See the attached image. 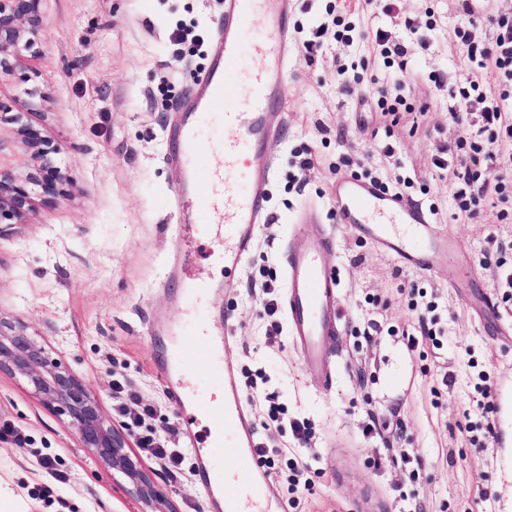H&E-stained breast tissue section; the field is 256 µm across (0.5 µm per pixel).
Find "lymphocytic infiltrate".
I'll list each match as a JSON object with an SVG mask.
<instances>
[{
  "mask_svg": "<svg viewBox=\"0 0 512 512\" xmlns=\"http://www.w3.org/2000/svg\"><path fill=\"white\" fill-rule=\"evenodd\" d=\"M480 28L478 19L468 15L454 29L484 79L449 88L448 115L461 134L449 144L447 156L433 158L434 166L448 175L456 218L469 221L481 216L483 204L512 200V170L501 162L503 151L512 149V10L495 16L491 34ZM363 37L396 73L395 92L375 91L377 109L393 116L406 111L403 46L382 28Z\"/></svg>",
  "mask_w": 512,
  "mask_h": 512,
  "instance_id": "obj_1",
  "label": "lymphocytic infiltrate"
}]
</instances>
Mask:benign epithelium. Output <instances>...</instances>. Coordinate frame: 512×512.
Wrapping results in <instances>:
<instances>
[{
  "instance_id": "1",
  "label": "benign epithelium",
  "mask_w": 512,
  "mask_h": 512,
  "mask_svg": "<svg viewBox=\"0 0 512 512\" xmlns=\"http://www.w3.org/2000/svg\"><path fill=\"white\" fill-rule=\"evenodd\" d=\"M41 0H0V76L22 68L32 36L43 25ZM35 103L23 100L12 108L0 103V124L14 126L30 156L28 172L16 177L0 169V236L27 223L37 204L68 195L67 168L56 158L61 148L51 145L27 116ZM20 378L44 406L66 418L86 450L108 472L120 475L143 506L141 512H174L158 491L128 434L107 418L101 401L87 383L46 347L21 319L0 315V374Z\"/></svg>"
}]
</instances>
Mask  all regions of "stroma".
I'll list each match as a JSON object with an SVG mask.
<instances>
[{
	"label": "stroma",
	"instance_id": "obj_1",
	"mask_svg": "<svg viewBox=\"0 0 512 512\" xmlns=\"http://www.w3.org/2000/svg\"><path fill=\"white\" fill-rule=\"evenodd\" d=\"M336 0H291L288 64L275 85L281 109L268 142L274 160L270 221L259 225L253 252L232 276L224 249L197 234L191 209L174 188L182 171L169 158L177 112L192 100L208 66L210 38L224 17V0H42L43 27L24 63L44 96L31 123L62 149L68 196L37 206L27 224L0 237V315L27 322L39 340L99 396L106 416L127 428L132 443L145 432L169 438L181 453L179 468L149 455L141 460L178 512H215L211 494H223L224 470L214 490L195 477L197 455L182 434L179 411L168 399L161 372L169 336L192 347L191 328L224 326L232 309L235 330L224 357L237 380L262 371L258 391L244 397L256 429L267 421L266 396L288 418L306 420L309 439L291 429L272 433L269 445L307 463L311 485L291 499L286 480L271 482L286 512H512V481L493 441L473 445L467 424L512 432V421L486 422L470 396L479 371L492 383L512 381V344L492 323L471 317L469 295L455 285L459 264L424 275L399 267L333 221L329 200L336 177L369 175L431 208L451 233L461 258L479 260L489 240L512 241V223L495 208L475 223L454 219L448 177L432 159L455 127L448 120V88L479 74L453 30L466 0H397L391 15L360 14L347 0L346 18L357 30L388 29L403 45L412 111L398 124L378 112L365 87L342 92L343 63L385 76L382 58L366 40L326 38L315 56L300 47L318 25L331 23ZM433 24L435 38L421 49L410 24ZM202 35L203 47L177 41V29ZM440 74L434 83L432 74ZM395 152L385 155L384 144ZM312 159L300 170L303 159ZM316 206L337 246L326 254L339 276L346 326L332 382L319 387L287 334L267 336L268 299L282 301L286 281L281 244L292 215ZM203 283L208 301L187 315L183 291ZM274 294H266V285ZM423 288L435 300L439 345L411 349L402 331L415 320L403 288ZM378 325L373 346L357 331ZM154 407L145 428H134L118 409L113 383ZM9 422L28 443L0 442V482L16 495L17 512H139L129 484L96 464L78 434L12 377L0 375V423ZM55 456L66 476L52 497L37 496L45 475L30 448ZM423 461L404 471L400 450ZM493 497L483 501L480 488Z\"/></svg>",
	"mask_w": 512,
	"mask_h": 512
}]
</instances>
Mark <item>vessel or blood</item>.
<instances>
[{"label":"vessel or blood","instance_id":"obj_1","mask_svg":"<svg viewBox=\"0 0 512 512\" xmlns=\"http://www.w3.org/2000/svg\"><path fill=\"white\" fill-rule=\"evenodd\" d=\"M256 33L245 41L246 29ZM288 16L281 0H224V32L220 53L204 70L201 94L191 112L184 115L174 142L196 180L209 187L199 203L195 221L204 235L224 236V267H240L251 252L259 224L265 223L270 201V171L257 167L258 148L272 133L268 122L277 103L270 91L271 73L284 69L288 55ZM261 57L264 67L234 80L244 53ZM215 117L231 130L221 149L203 154L206 119ZM235 189H226V182ZM334 221L368 241L381 254L403 268L432 273L456 258L454 238L440 233L433 211L421 203L391 191L381 183L359 176L338 178L332 192ZM295 221L316 227L314 237L289 236L282 250L287 282L284 310L288 333L304 364L315 374L330 375L334 354L331 342L345 327L338 274L324 259L336 240L320 222L316 208H300ZM234 315L224 313V332L232 333ZM223 334L204 326L193 330L195 345L178 348L168 362L166 377L175 406L191 404L183 426L192 429L196 417L210 424L212 443L224 446V512H280L269 495V479L259 466L260 438L248 424L242 407V388L224 371L220 349ZM214 368L213 390L192 394L187 375L191 365Z\"/></svg>","mask_w":512,"mask_h":512}]
</instances>
